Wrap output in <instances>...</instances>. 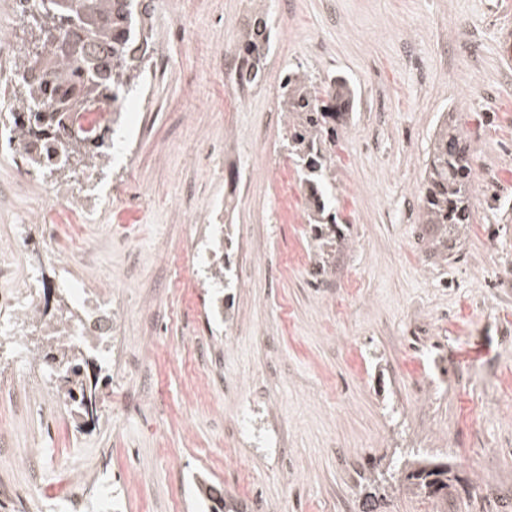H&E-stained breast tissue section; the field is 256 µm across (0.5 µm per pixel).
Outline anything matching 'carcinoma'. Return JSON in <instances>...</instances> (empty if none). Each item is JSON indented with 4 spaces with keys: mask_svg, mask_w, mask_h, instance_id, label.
<instances>
[{
    "mask_svg": "<svg viewBox=\"0 0 512 512\" xmlns=\"http://www.w3.org/2000/svg\"><path fill=\"white\" fill-rule=\"evenodd\" d=\"M68 5L42 11L40 20L29 18L43 35L41 43L13 62L17 76L13 91L16 111L13 118V150L33 169L51 172L94 170L106 165L109 144L102 127L90 134L71 131L79 115L97 109L109 110L107 122L124 123L125 103L141 95L153 32L139 9L141 0H66ZM271 32L263 8L254 9L250 25L242 34L247 54L238 56V75L246 83L264 81V61L268 42L260 34ZM143 49L130 55V42ZM352 91L347 80L336 76L317 85L304 71L290 70L283 76L281 105L287 124L283 140L288 154L301 163V183L310 192L312 208L308 223L317 242L315 274L323 275L330 257L346 236L336 209L330 207L333 147L336 123L348 107ZM62 152V160H52L50 145ZM475 177L472 152L463 124L447 116L434 130L424 180L418 188L417 223L428 236V249L448 259L467 225L473 220ZM211 279L218 288L227 286L224 271L231 266L227 249L215 252ZM69 319L47 321L53 331L48 349L32 353L45 361L58 357L54 375L61 382L70 410L91 420L98 419L96 386L89 383L87 352L67 343ZM197 495L206 512H240L237 503L207 478L196 481Z\"/></svg>",
    "mask_w": 512,
    "mask_h": 512,
    "instance_id": "1",
    "label": "carcinoma"
}]
</instances>
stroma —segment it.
Here are the masks:
<instances>
[{
	"mask_svg": "<svg viewBox=\"0 0 512 512\" xmlns=\"http://www.w3.org/2000/svg\"><path fill=\"white\" fill-rule=\"evenodd\" d=\"M156 51L149 106L127 104L129 137L88 202L52 234L36 222L40 184L18 185L0 149V293L40 280L112 292L129 370L104 361L97 422L59 403L49 370L25 374L0 327V379L22 382L55 417L19 413L10 441L41 458L36 477L0 454V512H73L72 486L105 482L112 499L83 512H206L208 475L250 512H512V0H145ZM272 21L267 80L234 97L222 71L253 6ZM12 55L39 33L0 0ZM341 75L355 96L332 172L345 245L327 275L316 261L303 186L283 145L279 76ZM465 126L475 163L474 220L447 259L419 239L418 186L446 113ZM231 220L237 286L195 281L191 249ZM26 248L12 253L9 238ZM90 241L85 267L50 266ZM222 354L225 389L188 355ZM156 382L140 394L141 376ZM248 412L250 436L229 425ZM451 469L448 493L418 496L414 462Z\"/></svg>",
	"mask_w": 512,
	"mask_h": 512,
	"instance_id": "stroma-1",
	"label": "stroma"
}]
</instances>
